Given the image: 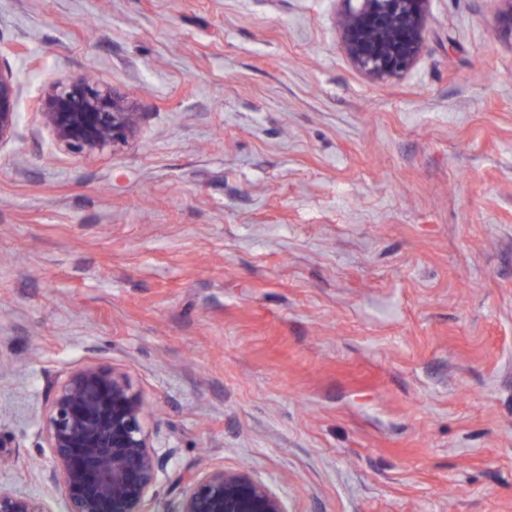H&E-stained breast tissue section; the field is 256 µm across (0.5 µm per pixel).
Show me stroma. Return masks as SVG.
<instances>
[{
	"label": "stroma",
	"mask_w": 512,
	"mask_h": 512,
	"mask_svg": "<svg viewBox=\"0 0 512 512\" xmlns=\"http://www.w3.org/2000/svg\"><path fill=\"white\" fill-rule=\"evenodd\" d=\"M341 0H0V486L51 495L48 384L156 413L147 512L248 465L288 512H512V33L433 0L373 82ZM97 69L139 142L76 159L33 104ZM13 46L0 40V146L17 136L19 112L17 102L21 86L9 65Z\"/></svg>",
	"instance_id": "obj_1"
}]
</instances>
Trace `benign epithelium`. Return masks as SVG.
<instances>
[{"instance_id": "1", "label": "benign epithelium", "mask_w": 512, "mask_h": 512, "mask_svg": "<svg viewBox=\"0 0 512 512\" xmlns=\"http://www.w3.org/2000/svg\"><path fill=\"white\" fill-rule=\"evenodd\" d=\"M338 25L354 66L373 81L399 77L415 64L431 0H342ZM0 40V146L17 136L21 86ZM57 149L79 158L138 140L142 113L95 72L46 84L37 105ZM42 434L51 450L50 481L67 512H146L165 455L158 450L144 393L117 368L94 363L52 386ZM0 512H54L51 500L0 488ZM178 512H288L283 498L246 468L189 476Z\"/></svg>"}]
</instances>
